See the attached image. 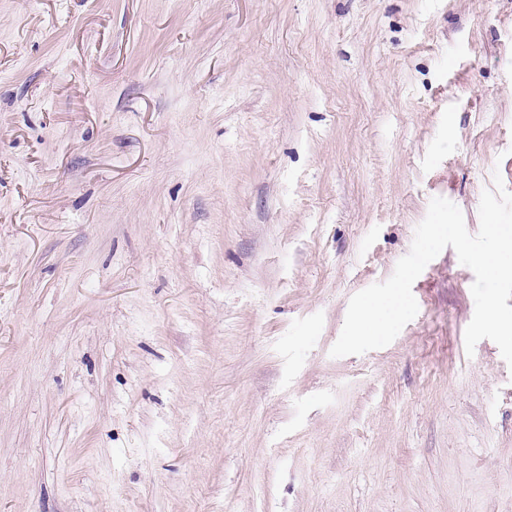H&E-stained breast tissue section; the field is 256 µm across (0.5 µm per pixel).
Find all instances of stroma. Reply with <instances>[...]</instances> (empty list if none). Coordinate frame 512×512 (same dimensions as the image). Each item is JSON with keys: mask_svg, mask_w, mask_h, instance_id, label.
I'll return each mask as SVG.
<instances>
[{"mask_svg": "<svg viewBox=\"0 0 512 512\" xmlns=\"http://www.w3.org/2000/svg\"><path fill=\"white\" fill-rule=\"evenodd\" d=\"M512 191V0H0V512H512V367L432 198Z\"/></svg>", "mask_w": 512, "mask_h": 512, "instance_id": "35a3bbf8", "label": "stroma"}]
</instances>
